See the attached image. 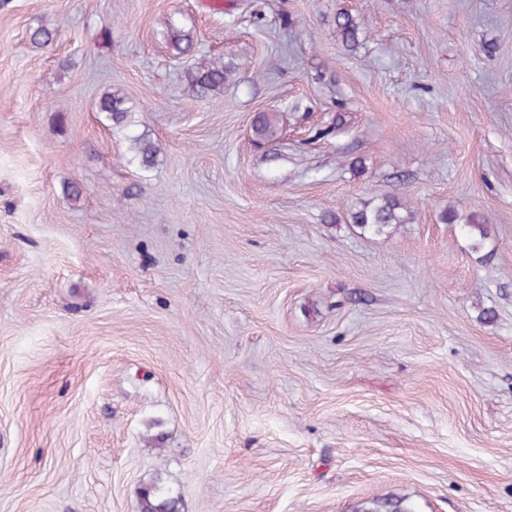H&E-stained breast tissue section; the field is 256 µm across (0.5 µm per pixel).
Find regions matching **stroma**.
Masks as SVG:
<instances>
[{"mask_svg": "<svg viewBox=\"0 0 512 512\" xmlns=\"http://www.w3.org/2000/svg\"><path fill=\"white\" fill-rule=\"evenodd\" d=\"M385 195L405 223L350 224ZM154 482L179 512H512V0H0V512ZM336 35L346 48L355 46L358 38V25L355 19L347 12L340 11L335 19ZM231 73L230 67L224 66V60L219 58L191 70L188 79L198 97L213 100L223 95L224 82ZM133 110L134 106L130 105L129 99L117 91H106L99 100V112L104 114L109 126L127 133L132 152L131 161L149 167L155 162L157 145L147 131L139 132L136 129L138 124ZM280 118L277 112H262L252 125L254 140L259 144L271 143L278 139Z\"/></svg>", "mask_w": 512, "mask_h": 512, "instance_id": "1", "label": "stroma"}]
</instances>
